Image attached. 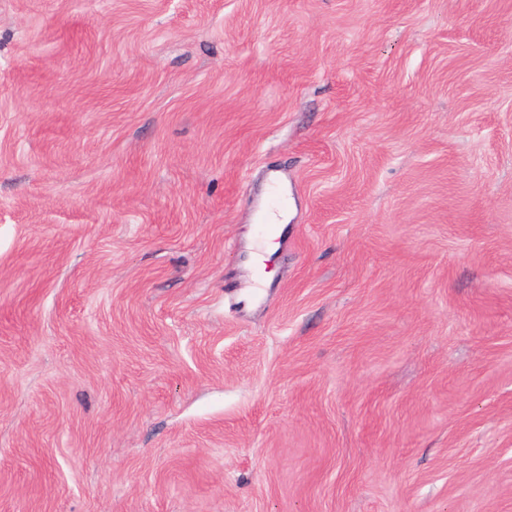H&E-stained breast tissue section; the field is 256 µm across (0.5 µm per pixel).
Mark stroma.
I'll return each instance as SVG.
<instances>
[{
  "instance_id": "35a3bbf8",
  "label": "stroma",
  "mask_w": 512,
  "mask_h": 512,
  "mask_svg": "<svg viewBox=\"0 0 512 512\" xmlns=\"http://www.w3.org/2000/svg\"><path fill=\"white\" fill-rule=\"evenodd\" d=\"M0 512H512V0H0Z\"/></svg>"
}]
</instances>
